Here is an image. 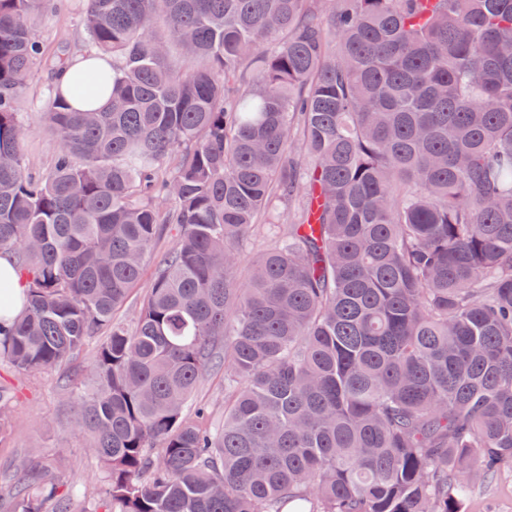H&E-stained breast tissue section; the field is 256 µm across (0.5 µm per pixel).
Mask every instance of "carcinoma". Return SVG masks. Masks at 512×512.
<instances>
[{
    "label": "carcinoma",
    "mask_w": 512,
    "mask_h": 512,
    "mask_svg": "<svg viewBox=\"0 0 512 512\" xmlns=\"http://www.w3.org/2000/svg\"><path fill=\"white\" fill-rule=\"evenodd\" d=\"M54 2L0 0V252L28 283L0 359L48 369L109 329L76 424L106 482L86 512H463L512 469V0H86L112 70L81 75L110 105L47 88L36 178L17 101ZM162 205L178 233L130 331L112 314ZM220 369L212 432L185 409ZM26 468L0 509L72 512ZM267 224L273 223H271V221L268 220L266 215H264L260 218L259 223L256 225L252 236L243 245L241 260L235 270V278L237 282L241 285L246 284L248 282L253 264V259L256 256V254H258L264 248L268 228Z\"/></svg>",
    "instance_id": "cac0c4a2"
}]
</instances>
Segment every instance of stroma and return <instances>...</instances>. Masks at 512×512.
<instances>
[{
    "label": "stroma",
    "mask_w": 512,
    "mask_h": 512,
    "mask_svg": "<svg viewBox=\"0 0 512 512\" xmlns=\"http://www.w3.org/2000/svg\"><path fill=\"white\" fill-rule=\"evenodd\" d=\"M36 35L44 48V62L28 77V89L19 104L30 134L24 144L29 168L48 169L58 152L59 142L41 113L44 91L53 83L52 62L64 49L74 50L83 42L80 13L74 0L64 8L44 16ZM177 234L175 225H166L147 257L140 284L113 314L116 321L132 324L154 277L155 257L166 251ZM98 339H90L82 353L65 365L52 370L19 371L0 362V392L8 399L11 430L0 439V475L15 482H26L22 460L30 451L52 459L67 486L81 490L73 502L74 512H85L86 497L102 485V472L92 462L88 448L89 434L76 431L74 423L81 410V400L92 383L93 361ZM464 512H512V471L507 470L492 483L475 485L465 500Z\"/></svg>",
    "instance_id": "obj_1"
}]
</instances>
